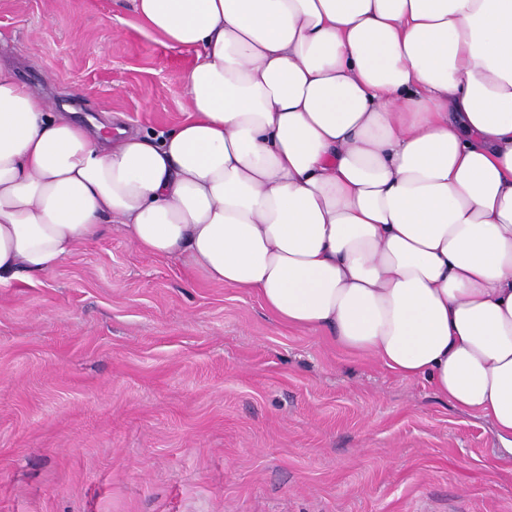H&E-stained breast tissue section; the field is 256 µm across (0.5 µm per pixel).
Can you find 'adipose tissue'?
<instances>
[{"label": "adipose tissue", "instance_id": "1", "mask_svg": "<svg viewBox=\"0 0 512 512\" xmlns=\"http://www.w3.org/2000/svg\"><path fill=\"white\" fill-rule=\"evenodd\" d=\"M195 53L150 137L54 112L0 63V288L104 223L254 291L512 457V0H132Z\"/></svg>", "mask_w": 512, "mask_h": 512}]
</instances>
